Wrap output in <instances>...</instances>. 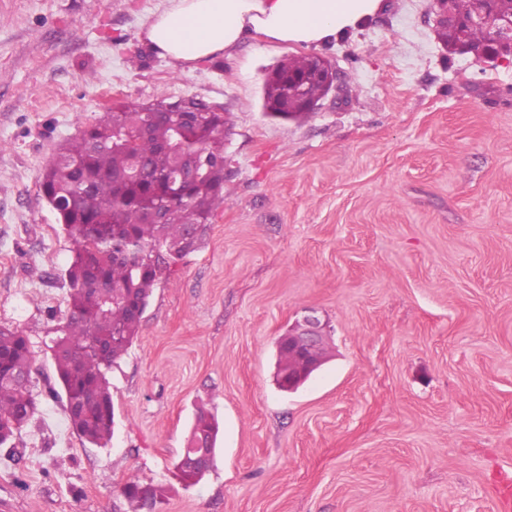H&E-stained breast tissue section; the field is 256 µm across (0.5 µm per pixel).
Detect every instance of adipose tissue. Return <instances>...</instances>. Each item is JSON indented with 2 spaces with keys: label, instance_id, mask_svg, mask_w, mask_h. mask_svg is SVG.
I'll list each match as a JSON object with an SVG mask.
<instances>
[{
  "label": "adipose tissue",
  "instance_id": "ef3b65f1",
  "mask_svg": "<svg viewBox=\"0 0 512 512\" xmlns=\"http://www.w3.org/2000/svg\"><path fill=\"white\" fill-rule=\"evenodd\" d=\"M382 8V0H169L144 36L161 57L189 69L254 33L277 43L326 45Z\"/></svg>",
  "mask_w": 512,
  "mask_h": 512
}]
</instances>
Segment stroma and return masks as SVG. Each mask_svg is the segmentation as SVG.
Returning a JSON list of instances; mask_svg holds the SVG:
<instances>
[{"mask_svg": "<svg viewBox=\"0 0 512 512\" xmlns=\"http://www.w3.org/2000/svg\"><path fill=\"white\" fill-rule=\"evenodd\" d=\"M328 45L254 35L181 71L143 31L166 0H0V325L29 337L39 412L0 447V512H505L512 474V60L438 41L430 0H385ZM316 54L343 75L301 121L264 82ZM195 96L229 112L224 203L153 291L109 378L96 447L50 396L72 245L39 188L60 143L117 102ZM325 359L276 384V342L306 310ZM216 465L176 464L197 410ZM185 454L183 452L179 462L176 465V469L180 471L179 480L186 485H197L200 483L205 477V473H202V468L197 464H193L190 460L186 461L189 458L190 454H197L200 448H184ZM184 457V459H183ZM147 483L140 482V481H132L129 483H126L121 488V495L132 505H135L137 508H144V504H146V509L149 512H159L160 506L157 502V500L153 499L151 496V493L144 492L142 494L143 496V503L141 501V498L139 496V489L143 485Z\"/></svg>", "mask_w": 512, "mask_h": 512, "instance_id": "obj_1", "label": "stroma"}]
</instances>
